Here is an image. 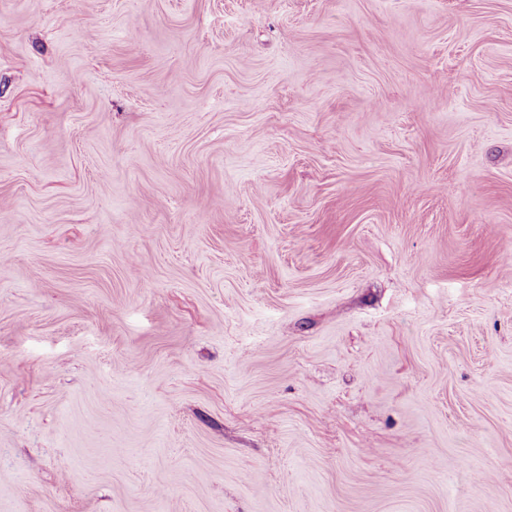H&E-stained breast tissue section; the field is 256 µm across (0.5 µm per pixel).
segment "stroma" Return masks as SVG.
I'll return each mask as SVG.
<instances>
[{"label":"stroma","mask_w":512,"mask_h":512,"mask_svg":"<svg viewBox=\"0 0 512 512\" xmlns=\"http://www.w3.org/2000/svg\"><path fill=\"white\" fill-rule=\"evenodd\" d=\"M512 0H0V512H512Z\"/></svg>","instance_id":"obj_1"}]
</instances>
